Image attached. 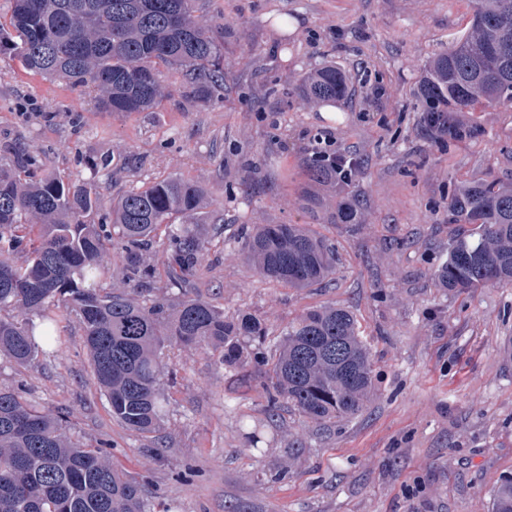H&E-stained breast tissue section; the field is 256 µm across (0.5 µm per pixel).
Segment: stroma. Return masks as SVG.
<instances>
[{"label":"stroma","instance_id":"35a3bbf8","mask_svg":"<svg viewBox=\"0 0 512 512\" xmlns=\"http://www.w3.org/2000/svg\"><path fill=\"white\" fill-rule=\"evenodd\" d=\"M224 32V99L186 96L175 71L154 112L103 111L93 94L0 55V164L22 148L40 175L93 178L99 216L167 177L205 185L224 242L195 281L226 316L258 318L276 338L309 309H350L373 361L365 411L323 426L289 404L266 410L255 356L227 367L205 346L166 351L162 447L113 419L77 324L0 387L65 414L75 440L112 443V462L145 483L151 512H492L512 475V288L452 294L434 270L448 252V200L463 183H512V103L469 114L478 135L432 143L415 90L425 64L461 37L471 0H195ZM325 64L348 77L334 113L298 93ZM384 98L370 95L375 86ZM360 160L348 183L309 181L312 138ZM105 157L91 175L85 161ZM360 202L362 221H336ZM259 224H301L336 247L332 282L291 288L241 254Z\"/></svg>","mask_w":512,"mask_h":512}]
</instances>
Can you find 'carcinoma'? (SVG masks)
Instances as JSON below:
<instances>
[{
    "label": "carcinoma",
    "instance_id": "cac0c4a2",
    "mask_svg": "<svg viewBox=\"0 0 512 512\" xmlns=\"http://www.w3.org/2000/svg\"><path fill=\"white\" fill-rule=\"evenodd\" d=\"M0 21V54L34 73L93 89L107 112H146L165 97L163 70L181 76L184 93L224 97V41L213 21L195 15L194 0H12ZM467 33L439 54L419 84L418 107L432 138L462 140L472 130L455 114L512 102V0H473ZM347 78L324 66L303 93L336 99ZM33 157L0 165V357L17 366L36 359L39 344L58 343L56 326L74 319L94 378L112 417L147 436L168 409L162 358L176 344L207 345L227 366L244 364L242 343L265 345L267 331L250 315L228 317L193 278L224 220L206 190L165 178L112 201V221L94 224L100 202L92 184L38 177ZM180 215L184 221L171 222ZM453 231L439 285L472 293L512 287V185L481 180L448 201ZM121 243L122 277L137 290L104 291L106 244ZM241 253L258 274L291 288L321 285L336 272V249L299 224H261ZM40 318L35 324L33 317ZM268 412L291 404L318 423L360 414L373 388L370 352L343 307L309 310L288 324L263 357ZM61 416L0 389V512H148L141 484L114 466L102 442H73ZM493 512H512V476L492 491Z\"/></svg>",
    "mask_w": 512,
    "mask_h": 512
}]
</instances>
